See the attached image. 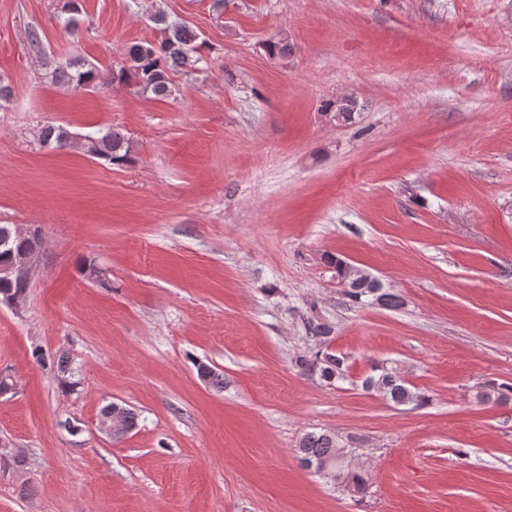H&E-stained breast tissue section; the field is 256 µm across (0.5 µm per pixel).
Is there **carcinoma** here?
I'll use <instances>...</instances> for the list:
<instances>
[{
    "mask_svg": "<svg viewBox=\"0 0 512 512\" xmlns=\"http://www.w3.org/2000/svg\"><path fill=\"white\" fill-rule=\"evenodd\" d=\"M162 25L161 38L142 41L130 46L126 52L125 64L109 69L101 68L88 60L67 59L51 65L47 76L52 82L74 88H98L110 84H133L136 91L144 96L169 98L176 94L170 74L174 71L193 73L207 64L200 49L203 42L199 34L187 22L171 18L164 12L154 16ZM332 109L331 118L343 123L355 121L356 102L345 97L328 104ZM39 144L55 150L80 149L94 159L109 164H125L130 159L132 145L123 133L113 127H102L84 135L79 141L76 134L63 124L47 123L38 131ZM41 239L35 232L19 238L12 236L11 248H0V264L11 262L13 253H30L39 250ZM329 264L335 269L336 279L345 284L342 296L349 306H379L399 309L404 305L403 298L384 288L382 282L364 269H356L339 257L331 256ZM28 288V280L22 275L0 277V301L15 303ZM309 337L325 343L333 334L332 326L312 316L303 318ZM293 363L302 372L315 374L331 385L345 380L348 369L347 358L326 349H319L311 355L298 356ZM57 377L64 387L72 388L77 382L72 380L73 371L68 361L60 357L56 360ZM362 388L380 393L397 406H421L426 397L412 390L399 370L388 362H375L371 373L362 381ZM350 452V444L331 432L308 433L298 443L297 453L302 463L322 471L327 466L335 470L332 480L342 484L348 491L362 495L368 488L369 476L364 470L349 467L345 455Z\"/></svg>",
    "mask_w": 512,
    "mask_h": 512,
    "instance_id": "cac0c4a2",
    "label": "carcinoma"
}]
</instances>
